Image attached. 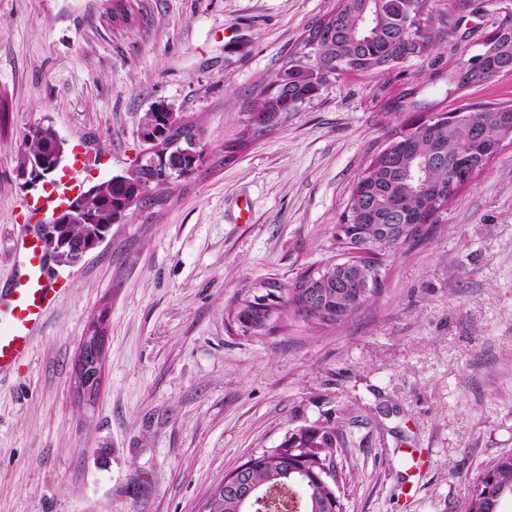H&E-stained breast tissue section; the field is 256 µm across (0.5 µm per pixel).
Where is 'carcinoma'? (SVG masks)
I'll return each instance as SVG.
<instances>
[{
  "label": "carcinoma",
  "mask_w": 512,
  "mask_h": 512,
  "mask_svg": "<svg viewBox=\"0 0 512 512\" xmlns=\"http://www.w3.org/2000/svg\"><path fill=\"white\" fill-rule=\"evenodd\" d=\"M436 0H336V8L317 22L302 39L300 50L288 57L273 83L282 74L288 75L290 101H310L318 96V89L328 85L336 76L348 72L384 76L394 66L392 61L407 62L427 58L445 36L456 33L455 17L469 6L468 0H448V25H436ZM428 24L434 36L418 50L413 42L414 26ZM498 27L505 32L498 35L499 56L512 60V14L505 16ZM323 32L319 53L312 62L298 69V63L307 55L308 44L318 32ZM448 83L458 89L480 86L485 76L475 69L465 71L458 66L448 70ZM465 118L448 125H423L416 130L417 138L409 153L400 155L395 167L388 169L372 159L355 183L350 210L361 224H383L388 212L402 204L410 211H420L434 205L433 197L421 190V182L433 186H448L452 172L468 166L475 172L482 171L499 153L501 128H512V105L485 107L471 110L459 109ZM480 126L484 135H472L473 126ZM202 130L187 122L176 112L145 113L140 127V137L152 138L161 144H172L180 138L200 136ZM56 133L49 127L31 130L24 141L18 166L43 152ZM148 171L132 181L105 182L96 195L88 198L87 207L93 212L95 224H58L55 227L60 239L72 248H86L98 232H104L108 223L126 212L131 197H140L141 204L159 202L160 194L148 183ZM378 296L373 293L360 303L343 306L342 313L329 322L318 318L304 322L315 331L328 330L345 324ZM299 295L286 293L281 304L282 323L298 322ZM320 430H312V442L304 451L288 456L271 448L258 452L249 478L266 485L280 482V491L270 501L258 505L261 512H336L329 501V493L314 480L311 471L318 462L335 452L332 443L315 439ZM492 483L482 487L474 503L475 512H497L500 499L512 495V456L502 458L491 466ZM204 512H239L238 502L219 491L205 504Z\"/></svg>",
  "instance_id": "obj_1"
}]
</instances>
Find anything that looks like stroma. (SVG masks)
Here are the masks:
<instances>
[{
	"mask_svg": "<svg viewBox=\"0 0 512 512\" xmlns=\"http://www.w3.org/2000/svg\"><path fill=\"white\" fill-rule=\"evenodd\" d=\"M128 2L122 26L113 0H0V286L30 237L17 169L31 128L83 150L95 182L133 167L156 104L202 131L195 173L50 270L61 297L30 356L0 375V512H201L251 454L324 426L340 437L345 512H466L479 477L512 455V144L389 254L379 296L344 325L250 336L228 314L247 289L335 256L352 187L396 132L510 105L512 74L455 89L444 43L385 77L337 76L236 151L336 0ZM103 311L88 406L73 374Z\"/></svg>",
	"mask_w": 512,
	"mask_h": 512,
	"instance_id": "stroma-1",
	"label": "stroma"
}]
</instances>
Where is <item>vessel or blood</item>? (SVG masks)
Listing matches in <instances>:
<instances>
[{"instance_id":"obj_1","label":"vessel or blood","mask_w":512,"mask_h":512,"mask_svg":"<svg viewBox=\"0 0 512 512\" xmlns=\"http://www.w3.org/2000/svg\"><path fill=\"white\" fill-rule=\"evenodd\" d=\"M69 171L26 203L30 218L39 219L65 204L83 189L84 161L72 154ZM60 291L47 275V256L32 241L23 243L18 255V273L10 288L0 290V373L28 356L35 331L56 305Z\"/></svg>"}]
</instances>
